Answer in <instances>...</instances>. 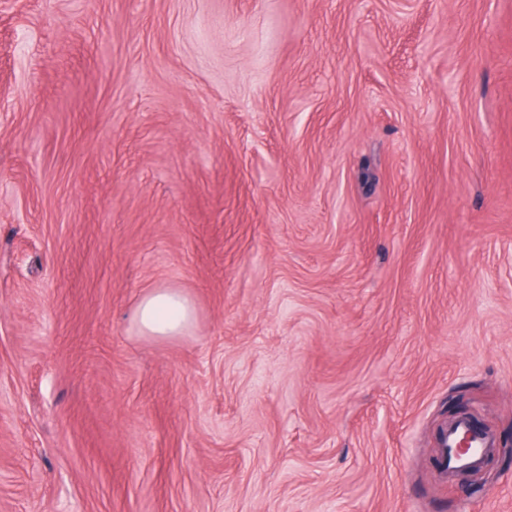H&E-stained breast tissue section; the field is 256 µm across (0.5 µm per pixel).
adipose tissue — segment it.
Returning a JSON list of instances; mask_svg holds the SVG:
<instances>
[{"label": "adipose tissue", "instance_id": "ef3b65f1", "mask_svg": "<svg viewBox=\"0 0 512 512\" xmlns=\"http://www.w3.org/2000/svg\"><path fill=\"white\" fill-rule=\"evenodd\" d=\"M190 300L176 288H152L140 298L136 322L146 336L173 340L183 336L194 320Z\"/></svg>", "mask_w": 512, "mask_h": 512}]
</instances>
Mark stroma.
Segmentation results:
<instances>
[{"label":"stroma","instance_id":"1","mask_svg":"<svg viewBox=\"0 0 512 512\" xmlns=\"http://www.w3.org/2000/svg\"><path fill=\"white\" fill-rule=\"evenodd\" d=\"M461 411L512 452V0H0V512H512ZM194 316L190 300L176 288L147 290L135 309L136 322L142 333L164 340L183 336ZM468 435L469 450L460 455L456 452L459 440ZM489 447V438L486 435L470 432L463 422H459L454 428L448 429L444 443V455L449 469L461 467H475L484 457L486 448Z\"/></svg>","mask_w":512,"mask_h":512}]
</instances>
